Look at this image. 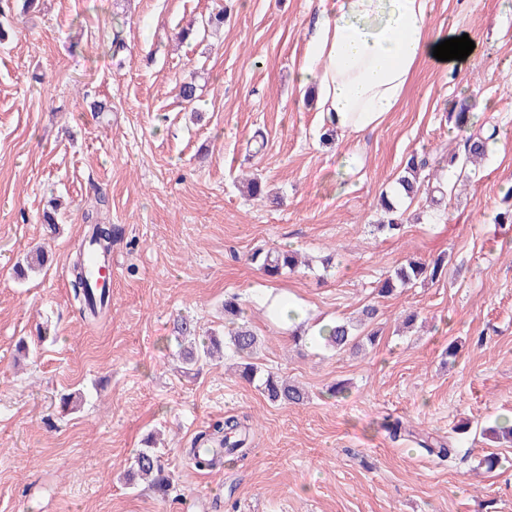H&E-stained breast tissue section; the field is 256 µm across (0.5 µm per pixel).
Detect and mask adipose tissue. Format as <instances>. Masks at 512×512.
Returning <instances> with one entry per match:
<instances>
[{
	"label": "adipose tissue",
	"mask_w": 512,
	"mask_h": 512,
	"mask_svg": "<svg viewBox=\"0 0 512 512\" xmlns=\"http://www.w3.org/2000/svg\"><path fill=\"white\" fill-rule=\"evenodd\" d=\"M444 39L431 26L427 0H332L316 16L297 85L317 86L318 109L337 130L370 131Z\"/></svg>",
	"instance_id": "1"
}]
</instances>
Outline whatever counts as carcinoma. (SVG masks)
Masks as SVG:
<instances>
[{
  "instance_id": "1",
  "label": "carcinoma",
  "mask_w": 512,
  "mask_h": 512,
  "mask_svg": "<svg viewBox=\"0 0 512 512\" xmlns=\"http://www.w3.org/2000/svg\"><path fill=\"white\" fill-rule=\"evenodd\" d=\"M485 140L480 138H468L464 146V156L454 154L448 160V166L466 167L472 159L485 153ZM428 163L417 156H411L404 168L403 174L398 177V194L408 199L413 198L424 182L420 181V175ZM383 208L387 212V220L377 225V229L395 236L402 229L403 220L398 215L397 207L387 195L381 196ZM89 223L88 240L80 243L76 248L71 267V292L72 299L82 314L96 317L109 306L108 296L104 290H96L92 287L88 271L85 267V254L87 244H96L103 252L112 250V244L118 238V228L114 224H105L88 215ZM251 262L259 267L265 275L276 277L282 271L293 272L299 265L298 256L290 250L269 251L258 249L251 255ZM447 269V256L440 255L430 261H421L414 258L406 261L393 274L380 281L378 292L381 295H389L398 288L414 285L418 281L434 282L445 274ZM175 330L184 339L185 344L180 350V360L184 369L190 371L193 367L214 358L220 353L221 347H226L239 359L237 364L240 378L251 382L257 377L258 367L251 362L258 345L259 337L245 323L237 325L223 341L218 336H202L199 334L196 323L187 319H177ZM319 340L324 347L341 352L347 349L358 350L362 347L360 337L354 334V327L346 321H338L328 330L322 332ZM262 389L269 400L279 403L299 404L304 400V392L288 382L282 376L269 372L263 377ZM248 417L229 414L211 422L195 438L196 447L189 449L187 464L197 470L204 471L215 467L224 457V453L232 452L236 458L243 460L248 455L250 427L247 424ZM420 448L429 456L444 461L455 455V448L445 444L439 438L425 435L419 439ZM130 476L145 480L151 486L162 493L170 488V479L164 473L161 456L155 448L141 449L133 461Z\"/></svg>"
}]
</instances>
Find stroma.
<instances>
[{
    "label": "stroma",
    "mask_w": 512,
    "mask_h": 512,
    "mask_svg": "<svg viewBox=\"0 0 512 512\" xmlns=\"http://www.w3.org/2000/svg\"><path fill=\"white\" fill-rule=\"evenodd\" d=\"M428 9L434 29L469 36L472 56L449 73L420 63L378 128L330 139L294 79L318 0H38L0 22V512H512V447L482 433L512 415V223L496 221L512 212V0ZM218 10L223 28L176 39ZM188 77L198 119L177 96ZM90 95L111 112L91 113ZM460 111L484 118L461 129ZM494 128L504 150L442 169ZM414 153L437 159L448 191L399 200L405 223L390 237L375 229L380 197ZM254 171L267 197L245 195ZM53 198L54 227L42 222ZM99 209L122 237L112 301L93 321L70 267ZM39 245L50 266L18 280ZM259 248L298 250L309 266L265 277L249 261ZM441 254L440 280L376 294L405 259ZM268 288L321 325L376 305L375 345L295 346L258 303ZM232 293L262 339L255 363L299 385L302 404L271 403L227 359L182 372L174 317L223 333ZM23 336L36 347L21 358ZM339 382L345 394L330 397ZM227 414L250 420L247 458L191 469L195 436ZM388 414L440 437L462 421L480 429L453 436L443 464L391 441ZM151 433L173 479L165 497L124 479ZM490 453L488 473L477 464Z\"/></svg>",
    "instance_id": "1"
}]
</instances>
